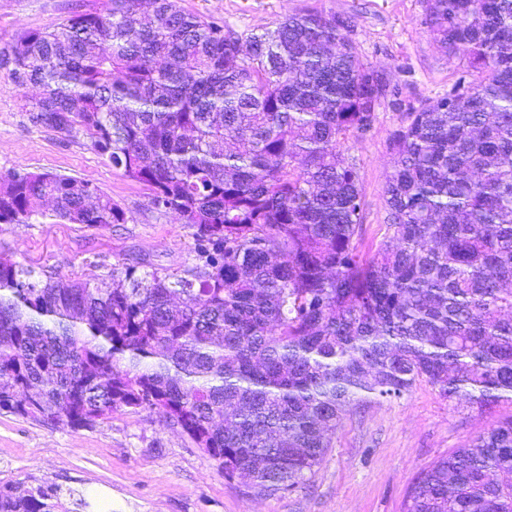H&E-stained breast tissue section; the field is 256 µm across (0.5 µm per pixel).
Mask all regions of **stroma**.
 Segmentation results:
<instances>
[{
    "mask_svg": "<svg viewBox=\"0 0 512 512\" xmlns=\"http://www.w3.org/2000/svg\"><path fill=\"white\" fill-rule=\"evenodd\" d=\"M106 0H0V51L33 31L57 28L73 12L104 9ZM185 10L255 33L292 13L318 10L351 17L347 36L361 63L388 79L372 128L350 142L364 190L361 251L386 237L385 187L392 171L389 139L406 113L439 97L460 78L423 24L425 0H181ZM33 86L14 85L0 65V174L53 172L90 181L125 211L103 229L37 218L0 224V253L34 271L102 278L122 263L182 274L194 266L193 239L177 214L156 210L147 188L125 178L89 139L65 138L33 125L24 109ZM493 413L454 406L426 382L400 399H368L336 429L312 479L296 491L262 496L227 479L216 462L173 422L142 409L113 412L91 429L42 424L0 411V484L58 487L65 512H402L414 477L467 445L496 421Z\"/></svg>",
    "mask_w": 512,
    "mask_h": 512,
    "instance_id": "obj_1",
    "label": "stroma"
}]
</instances>
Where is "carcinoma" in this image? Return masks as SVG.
<instances>
[{
  "label": "carcinoma",
  "instance_id": "carcinoma-1",
  "mask_svg": "<svg viewBox=\"0 0 512 512\" xmlns=\"http://www.w3.org/2000/svg\"><path fill=\"white\" fill-rule=\"evenodd\" d=\"M108 0L12 46L41 89L30 121L81 135L191 230L204 273L125 264L90 284L0 256V410L91 429L154 409L262 495L315 475L344 412L424 381L490 412L512 399V0H426L466 64L389 142L386 240L360 255L346 143L376 120L345 17L288 15L243 37L178 0ZM477 74L473 81L466 76ZM106 228L92 183L0 175V224ZM0 512H62L51 485ZM404 512H512V418L424 468Z\"/></svg>",
  "mask_w": 512,
  "mask_h": 512
}]
</instances>
